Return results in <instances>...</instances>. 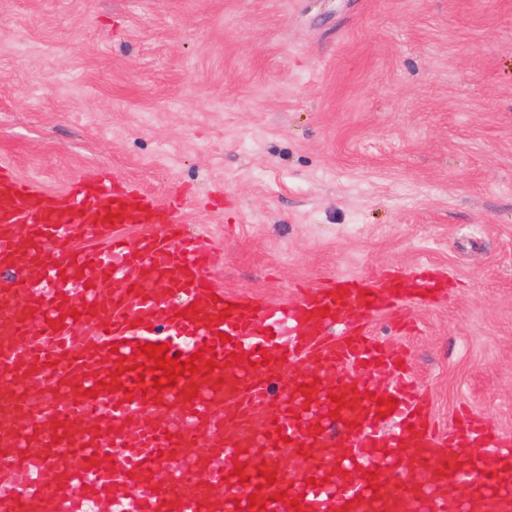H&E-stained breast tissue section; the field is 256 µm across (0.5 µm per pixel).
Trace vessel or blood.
I'll list each match as a JSON object with an SVG mask.
<instances>
[{
    "label": "vessel or blood",
    "mask_w": 512,
    "mask_h": 512,
    "mask_svg": "<svg viewBox=\"0 0 512 512\" xmlns=\"http://www.w3.org/2000/svg\"><path fill=\"white\" fill-rule=\"evenodd\" d=\"M178 207L115 173L76 179L62 204L0 161V269L15 274L0 286V512H476L477 489L486 512H512V439L475 414L438 428L406 351L369 327L405 326L408 297L441 275L228 294ZM150 343L198 371L154 388ZM295 362L309 375L283 381ZM382 396L397 401L386 419ZM285 450L300 469L274 468Z\"/></svg>",
    "instance_id": "b4317fda"
}]
</instances>
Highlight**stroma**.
Returning <instances> with one entry per match:
<instances>
[{
	"label": "stroma",
	"instance_id": "stroma-1",
	"mask_svg": "<svg viewBox=\"0 0 512 512\" xmlns=\"http://www.w3.org/2000/svg\"><path fill=\"white\" fill-rule=\"evenodd\" d=\"M0 158L182 194L229 293L442 270L371 328L512 436V0H0Z\"/></svg>",
	"mask_w": 512,
	"mask_h": 512
}]
</instances>
